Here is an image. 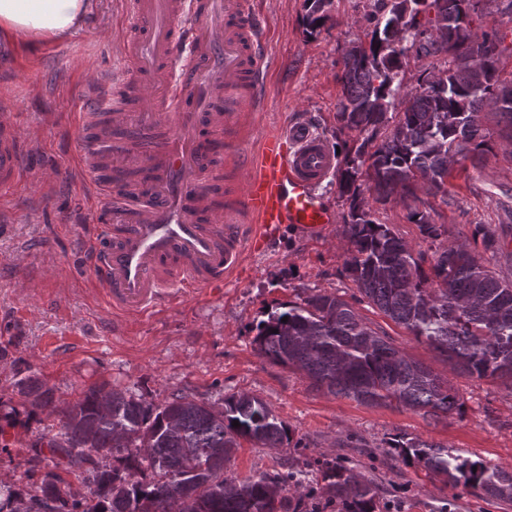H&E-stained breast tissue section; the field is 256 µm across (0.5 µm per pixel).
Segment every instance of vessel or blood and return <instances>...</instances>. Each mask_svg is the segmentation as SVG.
Here are the masks:
<instances>
[{"label": "vessel or blood", "instance_id": "b4317fda", "mask_svg": "<svg viewBox=\"0 0 512 512\" xmlns=\"http://www.w3.org/2000/svg\"><path fill=\"white\" fill-rule=\"evenodd\" d=\"M119 68L87 81L77 163L101 235L87 268L112 312L141 315L223 287L288 228L336 217L319 188L336 157L306 124L248 136L268 64L253 0H120ZM22 141L0 101V186L20 178ZM123 170L135 171L120 179Z\"/></svg>", "mask_w": 512, "mask_h": 512}]
</instances>
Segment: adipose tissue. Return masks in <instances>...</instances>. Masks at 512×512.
<instances>
[{"label": "adipose tissue", "instance_id": "ef3b65f1", "mask_svg": "<svg viewBox=\"0 0 512 512\" xmlns=\"http://www.w3.org/2000/svg\"><path fill=\"white\" fill-rule=\"evenodd\" d=\"M92 0H0V34L20 43L62 40L74 34Z\"/></svg>", "mask_w": 512, "mask_h": 512}]
</instances>
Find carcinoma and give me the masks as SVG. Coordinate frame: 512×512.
Listing matches in <instances>:
<instances>
[{"mask_svg":"<svg viewBox=\"0 0 512 512\" xmlns=\"http://www.w3.org/2000/svg\"><path fill=\"white\" fill-rule=\"evenodd\" d=\"M378 2L384 12L373 16L368 43L342 52L337 121L363 134L384 125L387 111L398 110V122L369 155L366 174L374 200L415 199L419 190L445 195L452 161L491 149L485 113L512 124V83L500 79L497 66L505 35L495 26L472 28L471 0ZM425 5L444 22L436 26V38L417 21ZM305 8V31L311 35L329 16L323 0H306ZM412 48L419 56L444 55L447 61L437 70L438 81L427 78L399 100L395 80ZM359 172L351 159L339 180L349 201L345 269L360 294L356 302L377 308L428 344L451 372L498 378L512 387V276L484 265L465 243L439 244L423 266L411 245L373 219L357 185ZM408 220L433 241L448 236V226L433 223L427 211L414 208ZM474 236L481 237L485 250L501 251L487 227L479 226ZM254 344L260 355L299 372L320 392L366 406L394 403L435 422L461 412L447 378L411 358L353 304L333 294H311L270 313L257 326ZM16 386L31 407L58 420L38 434L35 445L49 448L54 467L88 477L77 496L55 472L26 494L1 483L0 512H15L18 501L29 504L28 512H287L285 493L303 487L301 470L260 473L242 482L224 476L241 439L261 448L291 444L288 426L255 395H227L217 409L189 394L157 404L102 384L59 408L54 390L37 378L22 377ZM388 447L403 463L448 485L512 501V470L420 437L397 436ZM108 456L112 464L101 463ZM321 481L343 512H375L378 488L354 470L325 463Z\"/></svg>","mask_w":512,"mask_h":512,"instance_id":"obj_1","label":"carcinoma"}]
</instances>
